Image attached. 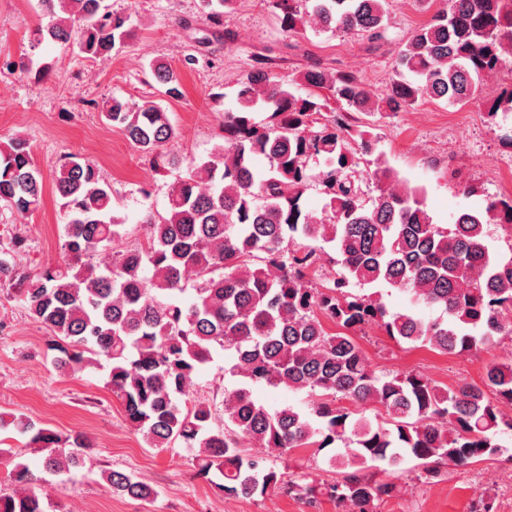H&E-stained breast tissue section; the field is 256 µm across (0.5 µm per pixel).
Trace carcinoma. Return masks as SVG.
Returning <instances> with one entry per match:
<instances>
[{
  "instance_id": "carcinoma-1",
  "label": "carcinoma",
  "mask_w": 512,
  "mask_h": 512,
  "mask_svg": "<svg viewBox=\"0 0 512 512\" xmlns=\"http://www.w3.org/2000/svg\"><path fill=\"white\" fill-rule=\"evenodd\" d=\"M235 0H201L220 23ZM283 33L306 26L345 34L381 36L386 0H277ZM48 18L40 35L78 47L88 59L108 58L131 38L125 15L101 0H39ZM512 64V0H448V8L416 28L395 67L408 74L382 96L371 95L344 71L313 66L299 82L284 84L265 67L237 83V107L224 110L223 143L206 160L190 162L170 185L165 214L148 215L143 244L110 251L122 236L112 188L96 167L75 154L55 172L65 211V256L31 275L12 253L0 255V282L24 295L30 316L60 339L58 366L79 373L109 365L107 387L132 427L151 448L180 444L196 451L199 471L224 478L237 498L278 489L309 503L326 496L346 512H375L374 501L393 482L377 483L366 471L386 474L418 461L427 479L445 466L468 467L501 453L500 436L512 435V362L486 367L485 386L443 389L414 371L373 368L350 332L376 326L397 341L462 355L512 340V253L492 249L488 226L512 230V196L458 212L448 225L434 222L425 190L411 186L376 151L377 136L363 115L406 110L422 100L466 104L481 95L483 77ZM163 94L175 99L181 84L171 65L150 64ZM308 93L301 95L294 85ZM268 111L258 124L250 113ZM512 112V88L493 99L489 113ZM101 114L158 168L176 165L161 153L177 138L167 110L111 97ZM369 157L367 178L357 175L356 153ZM262 156L267 166L259 168ZM323 160L315 174L310 161ZM319 180L325 198L319 216L302 198ZM375 194L366 195L365 180ZM43 179L26 143L0 150V202L19 213L36 210ZM333 245L339 270L324 271ZM198 283L192 301H180L183 283ZM352 285H385L442 310L426 321L391 312L376 293L354 295ZM343 328L330 333L324 321ZM234 359L239 384L224 392V425L211 405L190 398L193 378L217 350ZM306 390L311 412L292 406L270 410L252 386ZM379 408L369 417L366 412ZM26 447L42 453L47 473H62L90 459L79 432L61 434L29 419L16 423ZM341 470L333 483L284 478L274 457L295 448L320 452ZM10 457L15 489L0 494V512H50L22 461L24 449L0 448ZM109 490L146 499L154 489L119 471L103 472Z\"/></svg>"
}]
</instances>
